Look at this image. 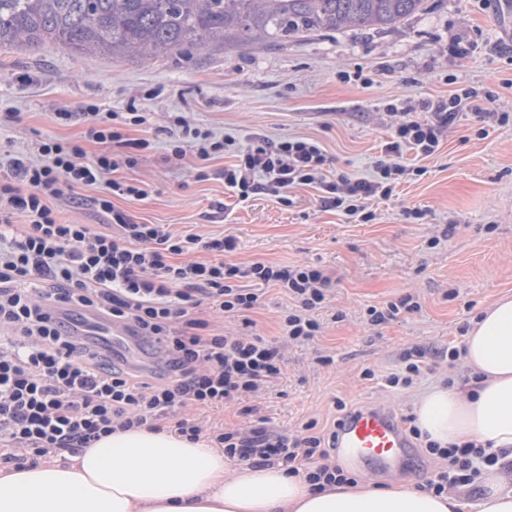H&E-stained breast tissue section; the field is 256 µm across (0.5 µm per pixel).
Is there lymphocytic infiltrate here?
<instances>
[{"label":"lymphocytic infiltrate","instance_id":"f902f5d3","mask_svg":"<svg viewBox=\"0 0 512 512\" xmlns=\"http://www.w3.org/2000/svg\"><path fill=\"white\" fill-rule=\"evenodd\" d=\"M496 102L493 92L461 88L445 98L388 104L391 133L367 177L330 170L314 138L273 141L257 133L242 144L182 115L171 121L176 140L169 157L207 161L231 154L224 188L238 201L264 193L288 204L293 189L311 187L323 207L366 224L376 217L375 203L422 175L419 165L405 164V155L419 160L435 155L467 110H476L486 127L512 123V114L499 111ZM81 118L98 152L90 155L59 139L40 141L10 154V178L0 180V463L20 467L75 456L119 428L170 427L192 442L208 436L227 459L304 472L317 491L352 484L339 461L335 426L312 419L301 435L263 426L207 435L187 414L193 407L229 403L242 405L245 414L257 413L253 401L281 375L285 345L319 336L316 312L330 301L329 277L314 265H242L228 258L236 249L233 238L177 235L161 224L133 222L114 201L141 200L148 190L117 172L135 166L140 153L150 150L149 139L127 135L146 117L91 106ZM93 185L103 192L92 204L110 218L115 233L58 217L57 203L74 202L76 189ZM216 252L222 260H213ZM267 285L279 287L293 302L277 338L252 330L251 314L262 305ZM205 304L240 319L241 330L228 332L198 317L197 308ZM83 311L129 325L159 355V370H132L114 361L105 344L59 320L60 314ZM409 433L440 461L424 484L439 495L474 484L481 466L497 462L471 442L444 448L423 440L417 427Z\"/></svg>","mask_w":512,"mask_h":512}]
</instances>
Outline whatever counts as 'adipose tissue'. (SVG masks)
Segmentation results:
<instances>
[{
    "instance_id": "1",
    "label": "adipose tissue",
    "mask_w": 512,
    "mask_h": 512,
    "mask_svg": "<svg viewBox=\"0 0 512 512\" xmlns=\"http://www.w3.org/2000/svg\"><path fill=\"white\" fill-rule=\"evenodd\" d=\"M473 380L436 385L414 404L423 434L497 454L474 498L399 485L312 489L284 466L228 464L222 449L138 428L58 461L0 471V512H512V296L486 306L464 337Z\"/></svg>"
}]
</instances>
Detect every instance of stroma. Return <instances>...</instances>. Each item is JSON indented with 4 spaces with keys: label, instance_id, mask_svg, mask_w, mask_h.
Here are the masks:
<instances>
[{
    "label": "stroma",
    "instance_id": "stroma-1",
    "mask_svg": "<svg viewBox=\"0 0 512 512\" xmlns=\"http://www.w3.org/2000/svg\"><path fill=\"white\" fill-rule=\"evenodd\" d=\"M504 0H427L398 25L321 31L276 46L234 47L211 53L183 48L151 60L75 55L53 44L36 50L0 48V153L61 138L98 149L80 121L61 112L94 105L103 112L136 106L148 117L132 137L153 148L119 176L145 183L147 198L115 199L139 224L171 232L232 237L236 262L320 267L331 279L332 310L320 312L313 342L285 349V370L258 399L269 428L300 433L309 420H331L334 402L357 409L381 405L411 415L415 400L437 384L470 382L464 364L448 368L445 353L462 348L471 322L487 305L512 295V123L479 136L474 115L462 118L424 173L381 201L367 224L321 207L311 188L294 190L292 205L264 194L236 202L224 188V157L181 165L166 162L171 116L248 142L262 133L318 139L330 166L365 176L388 135L389 101L445 97L457 85L493 91L512 113V10ZM474 45L461 57L453 43ZM362 71L369 84L340 78ZM97 189L77 190V203L59 204L67 224L111 232L91 205ZM422 218H406L410 209ZM412 296L418 311L381 326L365 311ZM343 315L331 319L332 312ZM422 350L424 377L407 389L387 385L408 352ZM330 364H320V357Z\"/></svg>",
    "mask_w": 512,
    "mask_h": 512
}]
</instances>
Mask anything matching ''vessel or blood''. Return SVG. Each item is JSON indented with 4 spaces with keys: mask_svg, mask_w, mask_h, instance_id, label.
Masks as SVG:
<instances>
[{
    "mask_svg": "<svg viewBox=\"0 0 512 512\" xmlns=\"http://www.w3.org/2000/svg\"><path fill=\"white\" fill-rule=\"evenodd\" d=\"M83 323L111 333L113 349L125 357L135 358L140 350L139 340L129 330L99 314H89ZM338 446L350 460L375 464L383 475L391 474L410 455L406 434L392 412L384 408L366 407L344 420L338 430Z\"/></svg>",
    "mask_w": 512,
    "mask_h": 512,
    "instance_id": "obj_1",
    "label": "vessel or blood"
}]
</instances>
